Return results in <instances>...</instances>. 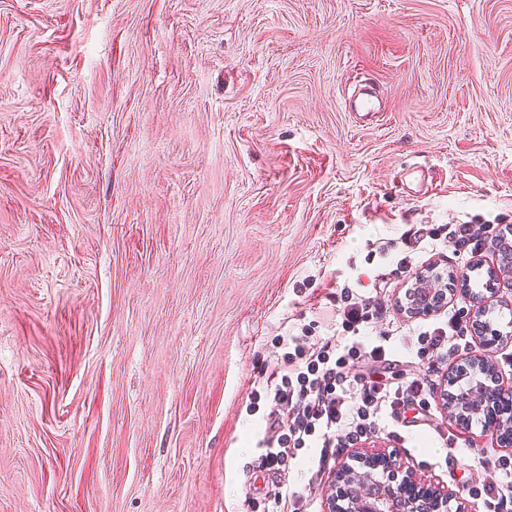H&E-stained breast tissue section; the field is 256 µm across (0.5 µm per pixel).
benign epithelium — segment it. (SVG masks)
I'll return each instance as SVG.
<instances>
[{
	"instance_id": "obj_1",
	"label": "benign epithelium",
	"mask_w": 512,
	"mask_h": 512,
	"mask_svg": "<svg viewBox=\"0 0 512 512\" xmlns=\"http://www.w3.org/2000/svg\"><path fill=\"white\" fill-rule=\"evenodd\" d=\"M426 310L441 306L445 288L411 289ZM361 470L344 466L335 474L326 494L325 512H445L448 502L461 493L418 479L401 468L395 453L386 449L355 452Z\"/></svg>"
}]
</instances>
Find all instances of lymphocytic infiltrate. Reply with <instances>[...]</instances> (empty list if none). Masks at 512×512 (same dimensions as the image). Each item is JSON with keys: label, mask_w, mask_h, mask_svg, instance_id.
<instances>
[{"label": "lymphocytic infiltrate", "mask_w": 512, "mask_h": 512, "mask_svg": "<svg viewBox=\"0 0 512 512\" xmlns=\"http://www.w3.org/2000/svg\"><path fill=\"white\" fill-rule=\"evenodd\" d=\"M512 227L500 224H452L448 229L414 231L415 239L443 237L453 252L479 255L486 243L504 242ZM337 315L344 332L337 344L314 347L308 334L278 336L272 341L276 362L265 382L255 386L246 405L267 431L259 440L262 464L269 470H288L302 448L319 449L313 466L324 473L327 451L354 446L376 436L382 414L404 426L417 425L433 387L428 380L407 377L400 382L384 377L393 368L384 345L359 338L368 318H382L380 298L362 297L341 288Z\"/></svg>", "instance_id": "obj_1"}]
</instances>
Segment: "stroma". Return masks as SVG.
Masks as SVG:
<instances>
[{"instance_id": "35a3bbf8", "label": "stroma", "mask_w": 512, "mask_h": 512, "mask_svg": "<svg viewBox=\"0 0 512 512\" xmlns=\"http://www.w3.org/2000/svg\"><path fill=\"white\" fill-rule=\"evenodd\" d=\"M367 78L377 122L344 104ZM465 222L512 225V0H0V512H244L273 338L335 340L378 274L364 338L401 370L512 383V265L402 239ZM408 254L497 346L419 364ZM397 432L357 449L453 491L512 455L438 397ZM310 454L285 480L325 512Z\"/></svg>"}]
</instances>
